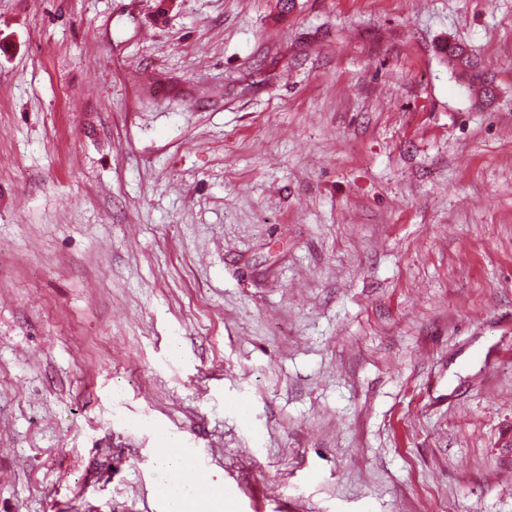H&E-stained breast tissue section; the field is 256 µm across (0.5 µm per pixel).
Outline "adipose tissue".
I'll list each match as a JSON object with an SVG mask.
<instances>
[{"mask_svg": "<svg viewBox=\"0 0 512 512\" xmlns=\"http://www.w3.org/2000/svg\"><path fill=\"white\" fill-rule=\"evenodd\" d=\"M159 475L166 482L167 512H224L222 499L204 493L201 480L175 436H167L166 450L158 458Z\"/></svg>", "mask_w": 512, "mask_h": 512, "instance_id": "ef3b65f1", "label": "adipose tissue"}]
</instances>
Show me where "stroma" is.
Here are the masks:
<instances>
[{
    "instance_id": "1",
    "label": "stroma",
    "mask_w": 512,
    "mask_h": 512,
    "mask_svg": "<svg viewBox=\"0 0 512 512\" xmlns=\"http://www.w3.org/2000/svg\"><path fill=\"white\" fill-rule=\"evenodd\" d=\"M166 432L227 512H512V0H0V512H165ZM448 67L466 83V88L474 91L485 105L495 101V85L480 68V64L468 47L459 42H446L440 48ZM494 86V87H493Z\"/></svg>"
}]
</instances>
